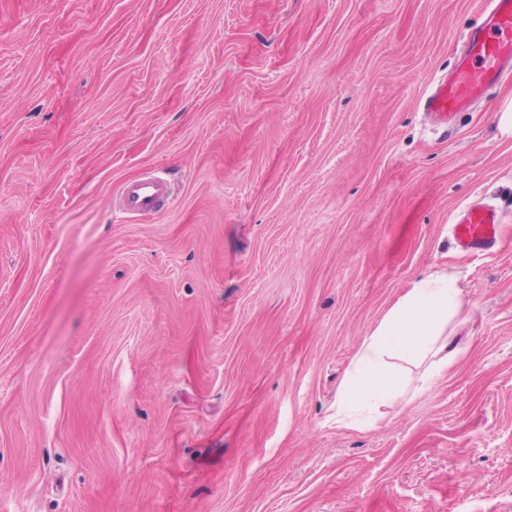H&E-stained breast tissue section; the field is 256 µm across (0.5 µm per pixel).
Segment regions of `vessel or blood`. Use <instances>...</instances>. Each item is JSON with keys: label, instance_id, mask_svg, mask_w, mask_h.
Segmentation results:
<instances>
[{"label": "vessel or blood", "instance_id": "1", "mask_svg": "<svg viewBox=\"0 0 512 512\" xmlns=\"http://www.w3.org/2000/svg\"><path fill=\"white\" fill-rule=\"evenodd\" d=\"M512 74V0H490L481 26L471 32L450 77L442 79L420 106L436 123L447 125L457 112L482 97L489 87ZM170 195L165 179L150 176L125 183L118 208L126 214L155 211ZM496 210L477 208L454 226V237L466 251H489L498 242Z\"/></svg>", "mask_w": 512, "mask_h": 512}]
</instances>
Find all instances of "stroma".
Instances as JSON below:
<instances>
[{"label":"stroma","instance_id":"35a3bbf8","mask_svg":"<svg viewBox=\"0 0 512 512\" xmlns=\"http://www.w3.org/2000/svg\"><path fill=\"white\" fill-rule=\"evenodd\" d=\"M489 9L0 0V512H512V81L420 109ZM154 173L172 204L123 218ZM477 205L489 253L452 235ZM444 266L457 364L336 427Z\"/></svg>","mask_w":512,"mask_h":512}]
</instances>
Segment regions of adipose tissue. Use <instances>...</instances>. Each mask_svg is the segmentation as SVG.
Instances as JSON below:
<instances>
[{
  "mask_svg": "<svg viewBox=\"0 0 512 512\" xmlns=\"http://www.w3.org/2000/svg\"><path fill=\"white\" fill-rule=\"evenodd\" d=\"M467 305L448 269L411 282L351 361L332 416L337 427L369 429L409 384L423 391L445 376L459 356L453 336Z\"/></svg>",
  "mask_w": 512,
  "mask_h": 512,
  "instance_id": "adipose-tissue-1",
  "label": "adipose tissue"
}]
</instances>
